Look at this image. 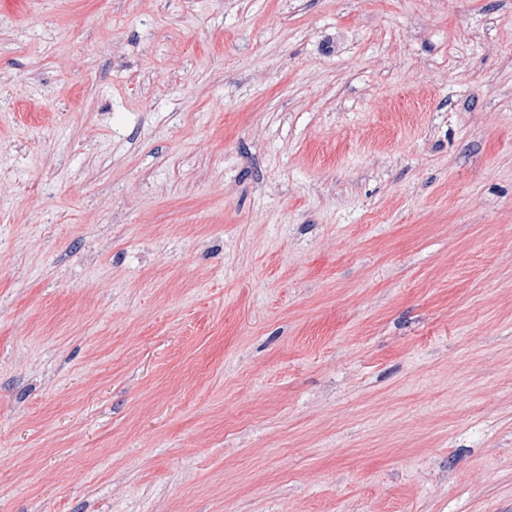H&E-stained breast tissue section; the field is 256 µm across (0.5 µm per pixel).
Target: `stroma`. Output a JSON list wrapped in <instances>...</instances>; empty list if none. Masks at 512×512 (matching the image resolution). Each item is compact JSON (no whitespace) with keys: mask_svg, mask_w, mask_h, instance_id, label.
Listing matches in <instances>:
<instances>
[{"mask_svg":"<svg viewBox=\"0 0 512 512\" xmlns=\"http://www.w3.org/2000/svg\"><path fill=\"white\" fill-rule=\"evenodd\" d=\"M0 512H512V0L0 13Z\"/></svg>","mask_w":512,"mask_h":512,"instance_id":"obj_1","label":"stroma"}]
</instances>
